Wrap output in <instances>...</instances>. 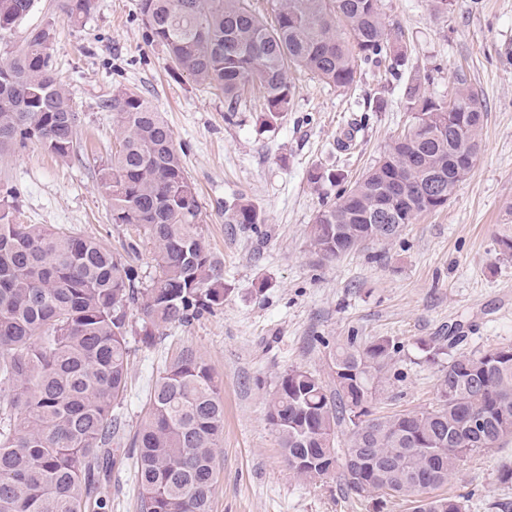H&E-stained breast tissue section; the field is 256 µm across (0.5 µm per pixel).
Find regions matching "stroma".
I'll list each match as a JSON object with an SVG mask.
<instances>
[{"label": "stroma", "instance_id": "1", "mask_svg": "<svg viewBox=\"0 0 512 512\" xmlns=\"http://www.w3.org/2000/svg\"><path fill=\"white\" fill-rule=\"evenodd\" d=\"M59 2L36 0L15 37L53 25L58 76L81 118L77 153L63 161L31 142L0 153V197L12 201L15 222L98 238L141 275L154 274L150 244L133 226L113 223L98 180L112 157L117 119L97 103L127 88L148 97L173 131L198 190L205 236L224 267L227 294L214 314L164 327L150 346L131 337L120 409L125 436L144 419L156 380L190 351L223 383L212 512H379L337 476L299 480L267 403L289 368L331 380V353L350 336L387 337L399 347L390 382L371 406L376 416L435 404L448 357L427 360L422 342L447 345L454 331L464 352L512 345V255L499 244L512 237L505 213L512 204V0H455L445 16L436 15L433 0H382L387 24L401 30L408 47L401 79H381L367 66L346 92L290 73L292 107L273 129L263 126L256 104L225 123L223 96L173 72L163 47L147 41L138 0H95L77 27ZM415 80L435 98L461 83L476 95L484 122L473 169L447 205L419 214L396 241L324 260L309 230L339 188L310 184L309 170L360 178L412 123L401 93ZM375 93L385 96V108L351 130L364 97ZM350 130L352 148L337 152V138ZM240 197L256 207L260 223H227L225 210ZM508 468L512 442L468 456L447 490L464 495L465 512H498V504L512 503V483L499 479ZM110 492L112 512H139L131 461L113 468Z\"/></svg>", "mask_w": 512, "mask_h": 512}]
</instances>
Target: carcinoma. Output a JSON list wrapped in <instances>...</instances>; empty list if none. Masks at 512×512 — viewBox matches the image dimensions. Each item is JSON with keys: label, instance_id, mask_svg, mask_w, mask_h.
<instances>
[{"label": "carcinoma", "instance_id": "cac0c4a2", "mask_svg": "<svg viewBox=\"0 0 512 512\" xmlns=\"http://www.w3.org/2000/svg\"><path fill=\"white\" fill-rule=\"evenodd\" d=\"M35 0H0V44L30 14ZM94 0H63L73 25ZM146 39L164 47L172 68L224 94V120L245 106V89L263 91V125L273 127L293 100L288 70L348 88L358 68L387 64L401 78L402 34L387 27L380 0H266L269 26L250 0H139ZM53 25L31 30L0 55V150L33 142L61 160L75 153L80 125L52 55ZM416 114L359 180L324 206L310 227L327 260L354 239L388 243L423 212L437 184L450 197L480 150L483 112L467 87L453 107L411 82L403 93ZM98 109L118 118L117 146L98 172L112 201V223L137 226L152 244L157 271L144 282L103 241L46 224H17L0 201V512H110L100 469L132 460L141 512H211L215 459L224 433L222 383L189 352L156 381L144 422L124 441L115 409L129 376V336L152 341L169 325L186 326L224 305V271L201 224L198 192L172 131L138 92L121 89ZM404 176L406 198L388 190ZM381 204L394 218L368 221ZM229 224H259L239 198ZM448 337L437 403L373 417L368 404L389 381L398 345L350 337L333 353L334 387L303 368L284 372L268 402L288 468L303 481L338 465L336 426H351L349 448L368 460L348 490L381 504L413 499L414 512H463L460 495H429L448 484L476 452L512 441V346L457 353Z\"/></svg>", "mask_w": 512, "mask_h": 512}]
</instances>
